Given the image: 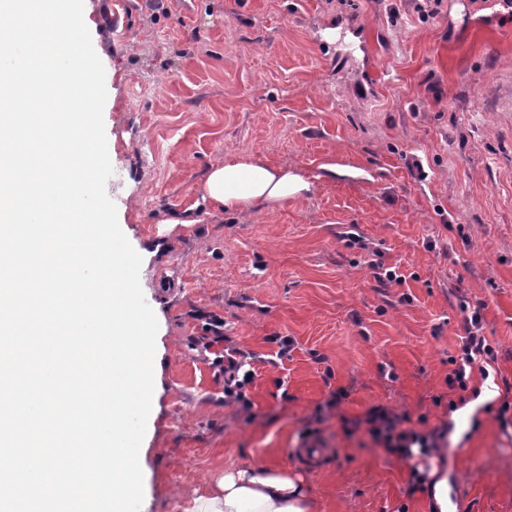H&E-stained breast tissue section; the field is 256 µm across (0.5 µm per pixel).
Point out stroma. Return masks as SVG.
I'll use <instances>...</instances> for the list:
<instances>
[{
	"label": "stroma",
	"instance_id": "35a3bbf8",
	"mask_svg": "<svg viewBox=\"0 0 512 512\" xmlns=\"http://www.w3.org/2000/svg\"><path fill=\"white\" fill-rule=\"evenodd\" d=\"M84 10L106 189L158 321L144 512H188L258 463L298 471L316 512H430L411 461L357 428L376 407L451 426L448 512H512V18L475 0L425 22L410 0H127L114 32L104 0ZM232 155L309 189L217 217L203 180ZM462 296L496 353L464 391L447 384ZM212 317L255 357L250 409L224 401ZM277 335L295 341L282 359Z\"/></svg>",
	"mask_w": 512,
	"mask_h": 512
}]
</instances>
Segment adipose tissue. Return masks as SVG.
I'll return each instance as SVG.
<instances>
[{
  "label": "adipose tissue",
  "mask_w": 512,
  "mask_h": 512,
  "mask_svg": "<svg viewBox=\"0 0 512 512\" xmlns=\"http://www.w3.org/2000/svg\"><path fill=\"white\" fill-rule=\"evenodd\" d=\"M305 177L259 159L228 162L212 168L203 197L227 214L302 196ZM218 493L195 494L190 512H315L310 487L299 474L280 466L249 464L225 470Z\"/></svg>",
  "instance_id": "1"
}]
</instances>
